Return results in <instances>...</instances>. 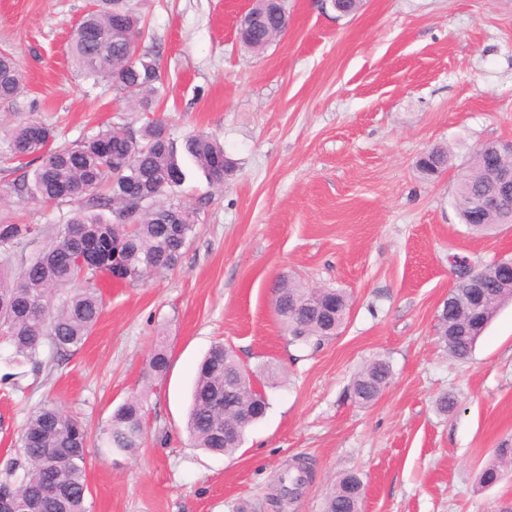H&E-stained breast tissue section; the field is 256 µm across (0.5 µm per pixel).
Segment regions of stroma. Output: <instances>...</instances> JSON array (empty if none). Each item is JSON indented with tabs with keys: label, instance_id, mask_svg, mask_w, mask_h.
<instances>
[{
	"label": "stroma",
	"instance_id": "obj_1",
	"mask_svg": "<svg viewBox=\"0 0 512 512\" xmlns=\"http://www.w3.org/2000/svg\"><path fill=\"white\" fill-rule=\"evenodd\" d=\"M96 0H0V51L26 76L0 101V222L41 225L12 249L21 266L72 206L14 194V127L36 119L69 146L104 126L164 119L176 141L211 135L235 164L223 186L197 173L173 191L198 221L176 267L139 280L100 276L104 308L71 355L43 344L41 367L0 381V476L18 458L29 415L54 401L90 436V512H322L342 474L365 484L363 512H503L512 476L480 484L512 444V302L464 362L435 325L460 267L512 257V224L470 233L457 174L478 147L512 139V0H286L288 29L261 52L235 21L251 0H138L161 80L149 111L112 84L80 76L71 33ZM448 150L436 177L417 166ZM290 279L339 288L351 306L339 335L311 353L289 345L272 288ZM231 347L270 402L231 455L194 448L185 431L200 361ZM164 344L170 367L149 374ZM386 359L392 380L360 405L355 375ZM453 398L439 412L442 396ZM144 406L139 448L117 456L101 432L127 398ZM312 478L292 503L271 498L289 465Z\"/></svg>",
	"mask_w": 512,
	"mask_h": 512
}]
</instances>
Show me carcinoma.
Wrapping results in <instances>:
<instances>
[{"label": "carcinoma", "instance_id": "obj_1", "mask_svg": "<svg viewBox=\"0 0 512 512\" xmlns=\"http://www.w3.org/2000/svg\"><path fill=\"white\" fill-rule=\"evenodd\" d=\"M288 28V19L266 13L256 27L244 35V45L260 52L268 41ZM141 17L132 0H99L74 30L69 52L75 66L85 76L108 81L126 97L148 103L158 92L156 55L139 51L144 38ZM24 74L7 51H0V100H12L23 90ZM55 131L36 120L19 123L11 133L9 152L21 161L22 175L13 183L14 193L37 202H75L66 224L55 240L17 271L0 261V339L11 347L9 361L40 368L39 347L49 338L57 353L79 349L87 340L102 312L98 269L85 267L78 256L88 252L103 260L112 270V241H120V263L130 278L173 268L196 224L194 208L164 199L167 192L187 178L183 159L211 183L220 182L224 147L216 139L197 134L182 146L172 140L161 119L146 122L138 131L109 126L80 143L55 147ZM33 161H28V158ZM448 152L435 148L427 155L421 170L430 176L445 171ZM506 158L490 162L476 152L471 167L459 174L456 206L462 222L484 232L499 224H512V199L500 207L485 210L472 219L478 202L497 185V172L508 165ZM32 171H27L28 167ZM108 210L107 220L100 211ZM41 232L38 224H0V250L8 251ZM480 272L488 288L489 303L479 321L467 326L463 336L453 335L460 318L449 313L438 315L436 332L453 358L465 361L472 356L482 327L498 309L512 300V284L499 273L496 263ZM275 304L281 324L288 330L290 343L302 349L317 350L334 339L349 311V298L335 288H306L293 282L275 287ZM310 300L314 308L299 314L293 305ZM166 351L157 349L149 361L155 375L169 367ZM389 363L376 359L354 378L352 394L362 405H370L387 387ZM262 419L269 402L251 387V375L233 350L224 343L213 344L195 379L187 431L198 448L231 455L241 447L244 432H224V403ZM143 438V406L129 398L112 413L103 431L104 447L129 453ZM88 436L78 420L59 407L45 404L28 418L19 438L24 466L6 470L0 480V506L16 504L26 512H89L86 505L88 484L86 455ZM512 467V448H499L495 458L482 469L485 485L500 482ZM292 481L279 479L281 498L293 501L308 483V466L296 469ZM363 480L357 472L340 476L325 500L324 512H361Z\"/></svg>", "mask_w": 512, "mask_h": 512}]
</instances>
